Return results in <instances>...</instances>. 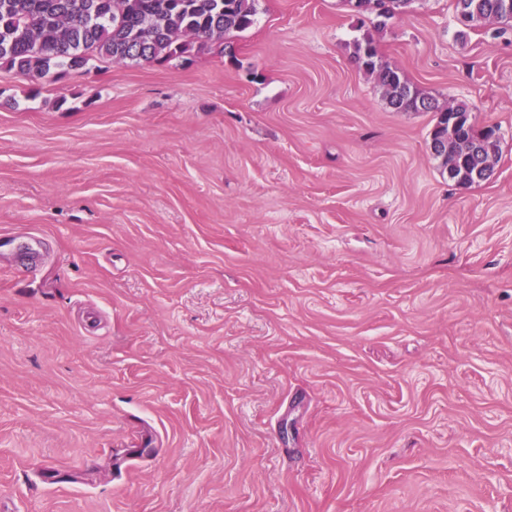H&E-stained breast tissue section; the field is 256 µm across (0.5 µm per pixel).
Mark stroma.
Wrapping results in <instances>:
<instances>
[{"mask_svg": "<svg viewBox=\"0 0 512 512\" xmlns=\"http://www.w3.org/2000/svg\"><path fill=\"white\" fill-rule=\"evenodd\" d=\"M256 9L187 64L0 68V512H512V28ZM366 35L496 127L490 179ZM352 57L358 67L375 77L387 105L393 111L435 112L434 128L441 124L446 126L436 130L434 135L437 136L442 132L447 133L448 136H444L441 142L434 144L433 149L439 152L444 151L445 155L450 152L455 140L454 131L460 141L478 144V149L473 153H464L461 146L459 147L456 160L458 172L452 179L457 185L468 187L489 179L490 176L484 177L482 174L485 170L493 174L494 164L500 155V139L498 136L485 135L482 129H478L473 124L471 109L466 102L439 106L436 100L422 95L408 82L399 67L382 60L371 37H365L354 43ZM454 119H458L456 130L457 120ZM462 157L463 161L460 164ZM476 171H478V177L475 176ZM461 173L464 174L463 177H460Z\"/></svg>", "mask_w": 512, "mask_h": 512, "instance_id": "obj_1", "label": "stroma"}]
</instances>
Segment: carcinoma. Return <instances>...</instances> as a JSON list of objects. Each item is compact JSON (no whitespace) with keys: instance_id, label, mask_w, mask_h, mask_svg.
<instances>
[{"instance_id":"cac0c4a2","label":"carcinoma","mask_w":512,"mask_h":512,"mask_svg":"<svg viewBox=\"0 0 512 512\" xmlns=\"http://www.w3.org/2000/svg\"><path fill=\"white\" fill-rule=\"evenodd\" d=\"M383 27L402 14L412 0H347ZM456 13L477 28L490 20L512 23V0H452ZM255 0H0V66L33 80L62 78L87 70L93 61H165L221 44L224 37L254 23ZM358 67L375 77L387 105L395 112H433L440 129L456 119L457 138L478 144L459 152L457 185L488 180L500 155V139L472 122L463 102L439 105L422 95L401 69L382 60L370 37L354 43Z\"/></svg>"}]
</instances>
